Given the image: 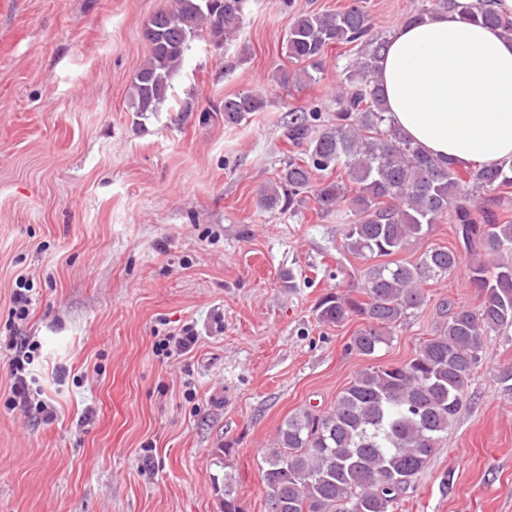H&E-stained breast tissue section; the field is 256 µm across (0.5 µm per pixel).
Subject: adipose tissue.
<instances>
[{
	"label": "adipose tissue",
	"instance_id": "adipose-tissue-1",
	"mask_svg": "<svg viewBox=\"0 0 512 512\" xmlns=\"http://www.w3.org/2000/svg\"><path fill=\"white\" fill-rule=\"evenodd\" d=\"M377 80L392 125L461 168L512 163V38L458 14L398 23Z\"/></svg>",
	"mask_w": 512,
	"mask_h": 512
}]
</instances>
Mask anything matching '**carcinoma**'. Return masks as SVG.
<instances>
[{"label": "carcinoma", "mask_w": 512, "mask_h": 512, "mask_svg": "<svg viewBox=\"0 0 512 512\" xmlns=\"http://www.w3.org/2000/svg\"><path fill=\"white\" fill-rule=\"evenodd\" d=\"M246 2L168 0L154 13L144 29L149 54L131 85L133 111H161L191 43L204 31L213 48L223 50L243 26ZM435 9L512 36V17L491 0H435ZM340 45L358 47V55L344 68L333 122L323 123L318 107L290 113L286 135L304 147L302 157H288L278 181L257 199L263 209L293 214L310 192L321 216L348 208L344 247L367 262L362 286L323 294L319 319L336 326L361 319L347 349L372 357L424 304L431 281L464 266L481 303L449 306L414 357L360 372L329 411L289 416L261 469L267 512H395L458 414L486 337L512 327V222L502 209L512 165L462 169L397 132L375 79L385 40L373 34L360 0L340 12L292 18L286 52L301 69L281 72L280 84L315 80L328 49ZM265 108L262 96L242 93L224 97L217 111L236 122ZM317 174L327 179L313 189ZM444 219L453 225L456 246L428 248L414 261L392 259ZM222 502L224 512H244L228 474Z\"/></svg>", "instance_id": "1"}]
</instances>
